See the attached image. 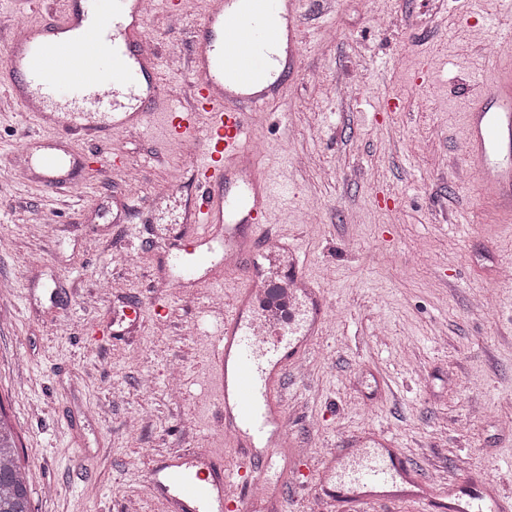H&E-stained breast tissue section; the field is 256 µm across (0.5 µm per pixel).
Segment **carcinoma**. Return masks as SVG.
<instances>
[{
  "label": "carcinoma",
  "mask_w": 512,
  "mask_h": 512,
  "mask_svg": "<svg viewBox=\"0 0 512 512\" xmlns=\"http://www.w3.org/2000/svg\"><path fill=\"white\" fill-rule=\"evenodd\" d=\"M0 512H32L28 477L7 415L0 409Z\"/></svg>",
  "instance_id": "cac0c4a2"
}]
</instances>
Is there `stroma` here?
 I'll return each instance as SVG.
<instances>
[{
    "label": "stroma",
    "mask_w": 512,
    "mask_h": 512,
    "mask_svg": "<svg viewBox=\"0 0 512 512\" xmlns=\"http://www.w3.org/2000/svg\"><path fill=\"white\" fill-rule=\"evenodd\" d=\"M153 2L159 56L187 57L202 9L175 26ZM303 12L299 75L254 138L297 200L274 204L272 231L300 232L305 273L333 306L288 374V437L313 473L323 450L381 433L430 496L471 476L512 494V223L483 222L463 160L466 113L512 39V11L334 0L326 13L306 0ZM34 127L0 96V148ZM188 176L179 145L142 132L113 136L67 190L0 168V408L34 512H168L153 465L224 443L203 392L231 293L215 280L189 300L160 281L159 244L179 230L163 192ZM125 196L144 209L114 222ZM136 303L140 326L107 336Z\"/></svg>",
    "instance_id": "1"
}]
</instances>
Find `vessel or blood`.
I'll use <instances>...</instances> for the list:
<instances>
[{"label":"vessel or blood","instance_id":"1","mask_svg":"<svg viewBox=\"0 0 512 512\" xmlns=\"http://www.w3.org/2000/svg\"><path fill=\"white\" fill-rule=\"evenodd\" d=\"M61 20L29 25L10 40L0 83L52 136L23 143V175L53 190L74 185L78 137L107 149L114 135L150 130L189 151V200L167 247L168 286L197 282V270L231 251L244 274L212 344L213 389L232 438L227 457L189 452L153 473L171 512H281L280 498H253L254 484L280 487L285 468L303 458L287 448L289 370L306 358L331 311L323 289L289 294L266 308L276 289L265 273L288 261L290 285L304 278L296 240L272 236L271 201L283 188L259 166L252 122L296 73L304 44L303 0H204L205 22L189 33L191 108L158 78L159 58L144 29L140 0H67ZM281 17L284 28L271 25ZM464 163L501 223L512 222V58L468 114ZM417 474L402 449L347 443L323 458L313 493L339 512H361L375 499H397ZM478 479L449 483L451 501L433 512H512V496L490 494Z\"/></svg>","mask_w":512,"mask_h":512}]
</instances>
